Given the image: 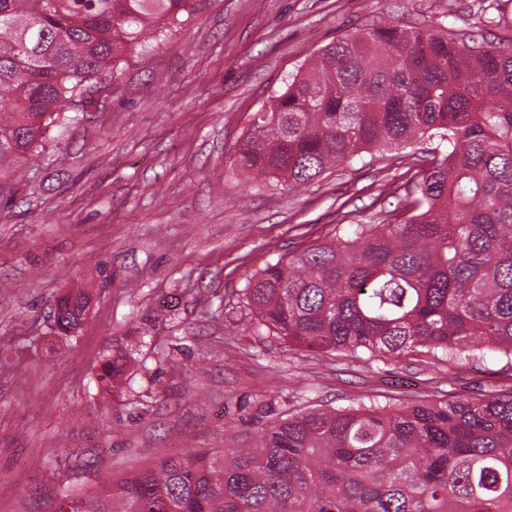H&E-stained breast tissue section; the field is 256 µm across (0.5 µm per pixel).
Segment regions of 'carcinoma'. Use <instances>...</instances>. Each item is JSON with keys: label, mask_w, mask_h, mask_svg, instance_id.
<instances>
[{"label": "carcinoma", "mask_w": 512, "mask_h": 512, "mask_svg": "<svg viewBox=\"0 0 512 512\" xmlns=\"http://www.w3.org/2000/svg\"><path fill=\"white\" fill-rule=\"evenodd\" d=\"M197 0H0V170L83 112L126 54ZM437 138L400 224H345L243 294L297 345L397 359H507L512 380V49L391 25L323 47L251 119L234 163L302 188L364 154ZM89 293L56 301L79 323ZM512 512V386L485 398L291 415L253 448L173 456L55 512Z\"/></svg>", "instance_id": "carcinoma-1"}]
</instances>
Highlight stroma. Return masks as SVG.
<instances>
[{
    "mask_svg": "<svg viewBox=\"0 0 512 512\" xmlns=\"http://www.w3.org/2000/svg\"><path fill=\"white\" fill-rule=\"evenodd\" d=\"M384 25L506 46L512 0H200L0 179V512H50L71 484L93 496L160 458L251 447L281 416L496 383V361L355 358L253 331L247 278L337 225L389 223L408 169L434 155L426 138L299 190L232 162L289 74ZM78 289L87 314L62 331L50 310Z\"/></svg>",
    "mask_w": 512,
    "mask_h": 512,
    "instance_id": "1",
    "label": "stroma"
}]
</instances>
